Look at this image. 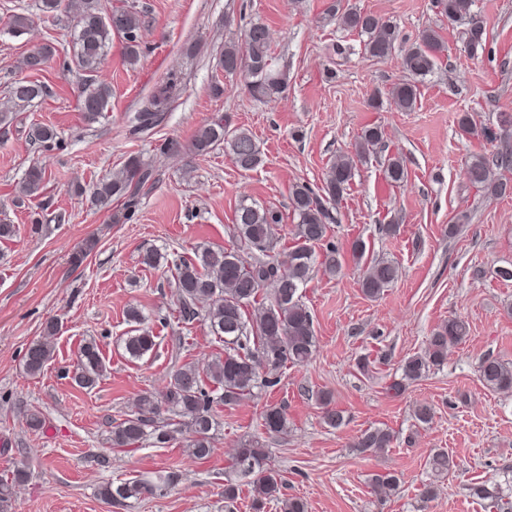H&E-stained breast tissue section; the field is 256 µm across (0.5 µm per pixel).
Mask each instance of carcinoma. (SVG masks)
<instances>
[{
    "label": "carcinoma",
    "mask_w": 512,
    "mask_h": 512,
    "mask_svg": "<svg viewBox=\"0 0 512 512\" xmlns=\"http://www.w3.org/2000/svg\"><path fill=\"white\" fill-rule=\"evenodd\" d=\"M435 7L448 24L465 26L466 47L471 56L484 50L486 32L473 12L474 0H434ZM345 31L362 38L364 52L371 58L385 60L401 53L408 78L389 91L390 103L399 111L412 110L420 96L418 82L433 71L446 46L438 30L426 28L411 44L402 45L395 23L382 16L347 7L340 11L336 5L327 7ZM147 25L146 12L134 3H124L103 11L99 0H81L74 25V52L64 60L67 72L79 75L78 98L81 111L95 120L108 111L112 89L98 81L96 74L106 64V47L116 34L123 38L125 62L135 65L143 50L141 32ZM245 52L233 42L224 45L219 65L228 75H240L248 94L257 100L272 99L288 88L286 71L277 68L271 55L268 28L251 23L243 30ZM53 56L49 46L30 52L23 59L24 68L34 71L35 65L46 64ZM177 88L171 78L160 91L150 97L144 109L131 120V132L151 129L160 119ZM44 94L42 85L18 81L9 86L8 98L16 105L29 103ZM29 138L45 151L61 147L62 141L48 126H34ZM383 132L379 127L366 128L355 149V158L333 162L324 185L314 190L306 183H295L290 189V208L296 220L294 245L288 252V267L283 268L271 255L275 248V227L283 222V214L270 206L258 205L242 198L234 212L232 248L204 247L176 264L175 290L182 320L191 322L203 317L210 331L224 343V353L204 366L186 363L171 371L165 390L155 395L139 396L134 412L112 427L109 442L114 448L135 451L144 441L168 445L187 432L191 439L187 451L197 459H206L213 452V435L218 426L216 407L232 406L260 387H271L274 375L287 365L306 364L316 348L314 320L302 301L304 286L315 273L334 276L342 267L341 254L327 242L334 217L332 210L343 198L354 176L356 161L377 153ZM224 145L233 163L251 171L262 162V155L249 130L231 125L223 115L199 125L188 144V152L205 156L218 145ZM512 163V147L505 148L493 160L484 156L474 158L467 167L468 182L492 196L505 197L512 193V182L498 176L494 168ZM384 175L392 185L408 179L405 161L399 155H389L383 162ZM155 180V169L140 157L132 156L123 168L110 178L99 181L90 191L91 205L105 208L112 199H124L125 208L115 221L129 219L134 213L141 190ZM46 186V170L33 164L25 172L21 192L37 198ZM323 250L316 251L317 247ZM398 277V267L389 261H372L367 266L361 290L370 299H377ZM271 295H264L266 288ZM127 321L135 329L123 339L125 353L140 360L153 352L157 336L141 327L144 317L132 306ZM468 335L467 324L457 318L435 329L427 340L424 352L407 358L402 365L401 381L390 385L398 394L403 383L419 381L432 367L444 363L448 348L462 343ZM52 351L48 344L38 341L30 345L24 356V366L31 375L43 372ZM106 371L101 349L96 341L85 342L73 372L75 383L92 389ZM479 378L492 391H512V366L497 358L485 357L479 364ZM266 434L276 436L288 430L284 409L268 405L262 414ZM392 433L383 428H368L354 442L360 453L390 447ZM436 475L447 474L456 467L455 459L445 451H437L429 461ZM231 468L245 476H254L253 509L261 512L266 502L281 504V512H307L306 502L299 497H284V481L278 471L267 467L266 449L257 441H246L231 458ZM27 480V473L17 469L12 477L0 479V512H8L13 488ZM174 481V475L161 471L141 474L117 485L101 486L104 500L117 506L127 505L130 499L152 496ZM376 493L399 487L400 478L392 472H376L369 479ZM473 494L488 502L497 512H512V501L503 500L498 485L482 484Z\"/></svg>",
    "instance_id": "carcinoma-1"
}]
</instances>
